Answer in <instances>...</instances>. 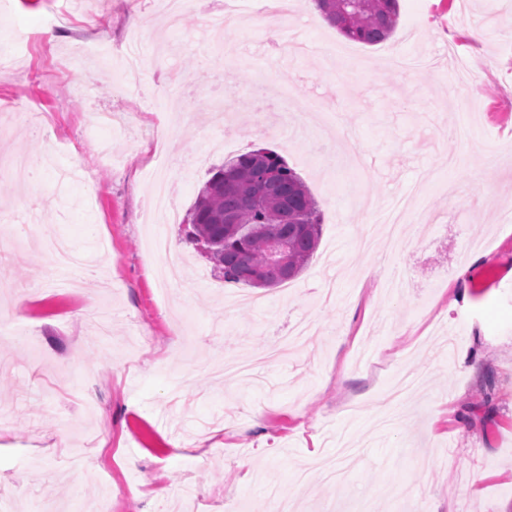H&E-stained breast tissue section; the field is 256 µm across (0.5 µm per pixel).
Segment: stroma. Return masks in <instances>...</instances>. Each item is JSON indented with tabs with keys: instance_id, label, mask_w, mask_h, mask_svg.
I'll use <instances>...</instances> for the list:
<instances>
[{
	"instance_id": "1",
	"label": "stroma",
	"mask_w": 512,
	"mask_h": 512,
	"mask_svg": "<svg viewBox=\"0 0 512 512\" xmlns=\"http://www.w3.org/2000/svg\"><path fill=\"white\" fill-rule=\"evenodd\" d=\"M62 3L70 18L51 30ZM399 6L393 35L364 45L293 0L281 39L305 51L284 57L259 27L214 41L206 11L169 29L162 0H0V51L13 55L0 156L41 168L22 187L0 163V246L27 251L0 260V489L13 492L0 512H182L188 486L224 512H274L278 496L294 512H512V0ZM134 30L141 85L120 94ZM99 41L111 64L57 74L74 43ZM394 46L442 66L391 69ZM306 103L321 124L295 121ZM335 118L361 170L340 159ZM224 140L280 154L323 219L289 290L231 309L237 284L147 209L165 167L188 212ZM418 182L432 191L407 243L380 225L361 249L371 205ZM158 233L188 258L173 288L155 274ZM51 236L92 255L94 279L50 267L37 241ZM99 299L111 330L90 353L82 310ZM304 319L315 340L252 383L201 366L250 357Z\"/></svg>"
}]
</instances>
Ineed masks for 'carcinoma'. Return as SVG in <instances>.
<instances>
[{"mask_svg": "<svg viewBox=\"0 0 512 512\" xmlns=\"http://www.w3.org/2000/svg\"><path fill=\"white\" fill-rule=\"evenodd\" d=\"M346 38L376 45L394 31L399 0H316ZM188 240L208 242L224 280L270 288L295 279L316 251L321 214L300 176L276 152L260 148L214 169L186 216ZM283 241L288 262L268 261L270 239Z\"/></svg>", "mask_w": 512, "mask_h": 512, "instance_id": "1", "label": "carcinoma"}]
</instances>
